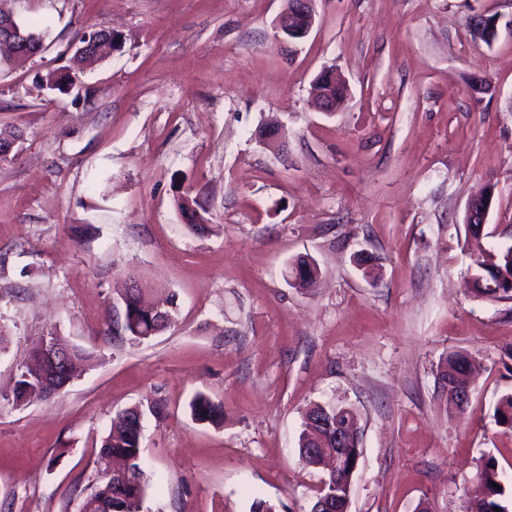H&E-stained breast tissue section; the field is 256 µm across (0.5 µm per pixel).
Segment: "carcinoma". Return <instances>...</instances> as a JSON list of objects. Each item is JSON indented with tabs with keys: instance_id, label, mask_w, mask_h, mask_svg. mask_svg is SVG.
I'll return each mask as SVG.
<instances>
[{
	"instance_id": "obj_1",
	"label": "carcinoma",
	"mask_w": 512,
	"mask_h": 512,
	"mask_svg": "<svg viewBox=\"0 0 512 512\" xmlns=\"http://www.w3.org/2000/svg\"><path fill=\"white\" fill-rule=\"evenodd\" d=\"M507 273L512 276V245H497L477 255L473 260V277L476 279L474 296L488 301L512 300V287L504 284L495 287L499 275ZM169 308L160 309L147 303L144 291L137 288L126 292L122 298L121 309L124 314L118 315L107 325V332L115 340L145 341L164 332L174 319V302H168ZM470 365L468 356L460 351L452 352L441 359L438 365V384L440 397L448 410H462L468 406L461 393L466 382L467 367ZM48 399L43 388L17 375L12 388V402L28 404L33 401ZM192 419L197 422L217 425L222 416L221 407L208 397L199 394L190 403ZM496 423L506 429H512V393L503 395L495 408ZM353 421L355 414L352 409L336 405H312L304 415L302 431L299 435L298 448L315 445L313 438L321 439L315 456L309 458L299 454L303 464L312 467L324 465V457L335 441L336 420ZM139 413L135 407L122 412L112 422V427L102 441L99 457H110L118 464H126L135 471L136 483L128 485L113 478L110 481L98 479L95 489L79 504V510L89 509L91 512H138L140 504L149 488L150 478L141 463ZM478 470L485 478L484 488L475 490L476 512H505L508 509L506 487L498 471L494 457L482 459ZM355 470L350 463L337 473H327L323 480L324 494L331 497L342 496L351 491Z\"/></svg>"
}]
</instances>
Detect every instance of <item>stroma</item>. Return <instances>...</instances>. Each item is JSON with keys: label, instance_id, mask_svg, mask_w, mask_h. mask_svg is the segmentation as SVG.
I'll use <instances>...</instances> for the list:
<instances>
[{"label": "stroma", "instance_id": "1", "mask_svg": "<svg viewBox=\"0 0 512 512\" xmlns=\"http://www.w3.org/2000/svg\"><path fill=\"white\" fill-rule=\"evenodd\" d=\"M44 38L0 67V512H78L113 417L141 411L151 485L140 512H310L326 473L298 457L315 403L352 407L361 457L349 512H468L482 457L512 484V301L475 298L479 248L512 243V0H316L296 53L287 0H8ZM498 19L492 42L472 17ZM118 50L63 90L41 87L87 30ZM345 80L333 113L316 79ZM282 150L262 144L269 121ZM494 197L474 241L467 205ZM208 210L188 231L181 198ZM369 254L378 279L354 262ZM321 274L283 278L298 257ZM178 313L112 341L126 272ZM54 330L92 361L60 396L9 399ZM477 372L448 411L440 360ZM205 395L220 426L196 423ZM314 0H300L293 10L283 12L277 19V28L283 37V44L293 52L294 46L304 41L313 30L316 21ZM190 412L193 420L213 425H219L222 416L221 407L202 394L192 399Z\"/></svg>", "mask_w": 512, "mask_h": 512}]
</instances>
